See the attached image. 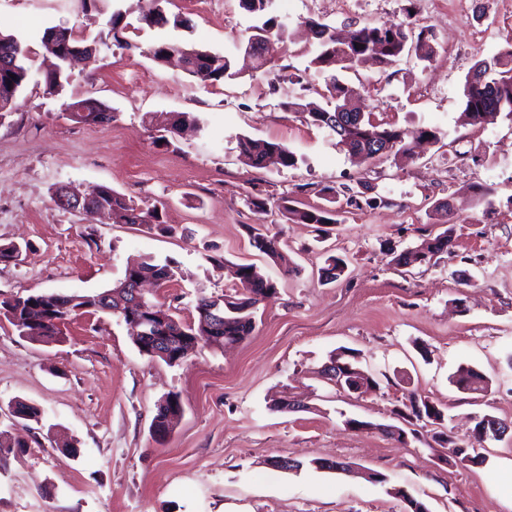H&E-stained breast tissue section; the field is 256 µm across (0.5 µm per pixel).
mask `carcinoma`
<instances>
[{"mask_svg": "<svg viewBox=\"0 0 512 512\" xmlns=\"http://www.w3.org/2000/svg\"><path fill=\"white\" fill-rule=\"evenodd\" d=\"M165 0H146V8L141 15V21L148 25H165L168 18L162 3ZM413 15L407 14L406 20L389 26L364 25L349 30L338 31L336 28L315 20L310 21L311 30L318 40V51L311 60V65L325 75V90L317 92V97L311 98L304 93L302 77L297 75L289 78L290 83L300 85V91L288 95L282 103L288 112H296L305 116L308 123L329 131L346 143L345 151L350 158L358 163L378 157V152L385 146L389 150L409 155L411 147L406 143V137L411 136L420 140L436 138L437 131L424 127L411 134L395 127H385L367 115L359 122L346 121L339 123L337 116H346L345 110L351 105V90L337 77L336 70H348L358 66L364 60L371 59L381 67L396 64L404 55H413L421 62H431L435 57L433 44L434 33L428 26L416 27L412 21ZM287 22L276 17L266 19L262 25L255 27L254 36L263 40V44L247 50L246 44H241L237 50L243 53L244 59L250 60L251 69L258 72L266 66L262 55L264 45L276 39H284ZM57 39L64 42L66 49L77 50L89 60L95 58L98 41L80 36L69 27L59 32ZM172 52L188 55L192 67L187 73L210 83L219 82L238 74L235 70L236 56L222 55L204 50L195 45L162 42L153 46L149 54L158 64L164 63L166 56ZM18 57L16 70L0 69V109L10 111L16 106L18 88L27 82L29 67V49L13 34L0 32V62L8 57ZM512 115V41L507 42V48L488 60L477 62L466 78L465 107L463 115L471 125H485L494 120L503 111ZM167 131L177 134L189 126L199 125L197 116L189 112H171L164 118ZM240 155L246 165L254 168H266L269 165L293 167L297 163L296 155L279 142L254 140L243 136L238 140ZM99 205L112 210V220L121 224H145L150 229L161 232L167 227L160 220L157 208H137L112 188L99 185L92 189ZM280 213L290 222L296 224L330 225L337 223L336 211L326 206H298V201L289 195L280 198L278 204ZM250 243L260 253L266 255L272 262L284 260L279 251L277 241L260 232L250 234ZM451 243V229L447 228L435 238L424 242L413 251L402 252L394 258L399 266L426 263L437 253L447 249ZM345 261L335 255L325 260L322 274L327 281H335L345 272ZM127 275H139L145 278L160 279L162 282L171 281L174 267L169 264H158L151 257H139L127 262ZM237 278L240 287L232 293H224V343L234 344L250 335L254 329L253 311L259 301L267 294L275 291L276 283L260 275L256 266L240 264L237 267ZM47 303L52 307L51 313L39 322L30 320L29 310L33 306ZM73 308H62L57 301L42 292L28 296L11 295L0 300V315L5 317L22 335L39 336L53 340L60 334L56 321L70 319ZM458 389L473 394L488 391L490 380L470 368H460L455 375ZM408 412L402 414L406 422L414 421L424 429L443 425L445 412L441 404L422 396L415 391L408 394ZM490 431V421L485 416L476 417L473 441L478 446L467 448L459 445L443 432L433 434L435 441L446 449L440 459L446 463L459 464L467 456H472L473 462H479L485 447L484 433Z\"/></svg>", "mask_w": 512, "mask_h": 512, "instance_id": "obj_1", "label": "carcinoma"}]
</instances>
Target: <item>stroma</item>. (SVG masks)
<instances>
[{"instance_id":"1","label":"stroma","mask_w":512,"mask_h":512,"mask_svg":"<svg viewBox=\"0 0 512 512\" xmlns=\"http://www.w3.org/2000/svg\"><path fill=\"white\" fill-rule=\"evenodd\" d=\"M336 2L272 0L290 37L265 70L203 84L148 51L193 42L235 52L262 22L239 0H209L204 12L168 0L167 15L187 21L178 28L143 24L145 0H100L87 12L78 0H0V27L31 50L17 108L0 120V245L24 247L0 261V298L99 293L129 259L150 256L177 267L157 301L193 322L197 296L232 291L237 265H255L276 283L249 336L197 346L177 366L143 355L108 313L75 316L56 340L19 335L0 317V431L25 443L0 468V512H407L409 495L430 512H512L503 483L511 433L486 441L484 462L461 467L439 461L430 431L405 441L381 431L404 427L412 390L444 406V429L459 443L469 440L474 414L512 421V118L461 120L471 68L512 37V0H456L465 19L453 30L432 17L429 0ZM410 11L433 28L430 64L366 65L339 78L376 120L406 132L435 128L438 142L411 158L358 163L325 130L282 109L289 76L324 87L308 67L316 50L308 20L390 25ZM115 12L124 16L123 48L108 35ZM58 25L100 43L51 94L40 34ZM475 28L486 33L478 43ZM86 98L111 107L112 122L64 116V104ZM169 112L193 113L199 129L166 132L156 117ZM242 135L283 143L297 164L246 166ZM61 185L83 194L106 185L138 207L158 206L168 230L61 209ZM326 185L337 189L338 215L326 232L273 208L286 194L324 204ZM256 199L270 204L268 214L256 212ZM443 201L455 211L452 252L395 265V255L442 232L433 207ZM255 226L279 238L287 266L251 246ZM330 254L348 268L326 283L320 270ZM342 347L357 352L375 387L353 394L322 378ZM462 367L489 378L488 393L458 390L451 378ZM288 393L305 409L273 410ZM170 394L182 414L159 439L152 423ZM18 401L38 408V419H13ZM350 419L370 427L351 430ZM279 457L302 467L274 468ZM317 459L361 473L318 469Z\"/></svg>"}]
</instances>
